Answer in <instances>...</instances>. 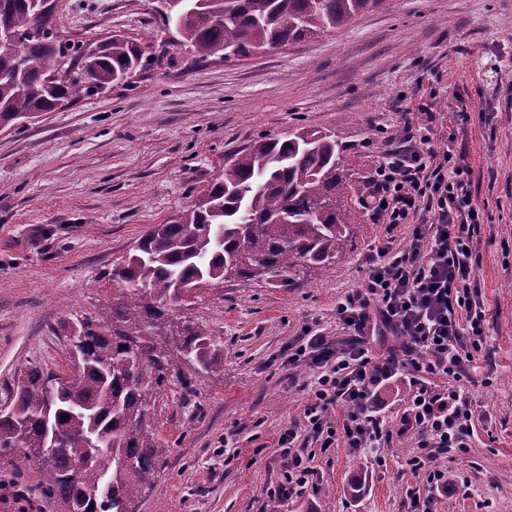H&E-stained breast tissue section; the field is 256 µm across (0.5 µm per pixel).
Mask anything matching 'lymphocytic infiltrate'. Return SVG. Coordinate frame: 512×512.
<instances>
[{"mask_svg": "<svg viewBox=\"0 0 512 512\" xmlns=\"http://www.w3.org/2000/svg\"><path fill=\"white\" fill-rule=\"evenodd\" d=\"M432 133L430 125L405 120L401 145L388 151L373 178L369 209L388 223H410L408 244L377 246L363 290L337 303L343 338L308 327L288 349L289 366L315 373L304 420L321 450L341 446L380 468L394 437L413 436L407 464L423 485L407 489V512H435L448 489L468 487L464 479L452 482L436 458L464 456L470 446L474 404L467 384L487 338L476 288L481 219L471 169L454 140L433 149ZM379 334L389 338L382 349ZM395 386L405 400L393 422L386 394ZM337 406L345 414L334 422L328 412ZM296 437L292 427L281 437L280 477L265 490L270 500L285 503L317 487V472Z\"/></svg>", "mask_w": 512, "mask_h": 512, "instance_id": "1", "label": "lymphocytic infiltrate"}]
</instances>
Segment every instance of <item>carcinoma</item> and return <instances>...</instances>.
I'll list each match as a JSON object with an SVG mask.
<instances>
[{
	"mask_svg": "<svg viewBox=\"0 0 512 512\" xmlns=\"http://www.w3.org/2000/svg\"><path fill=\"white\" fill-rule=\"evenodd\" d=\"M389 0H167L160 18L180 25L181 46L199 59L226 61L339 33ZM54 0H0V127L65 102L128 87L131 74L158 59L114 34L88 46L58 40ZM349 178L335 137L302 129L236 152L202 197L136 243L112 279L126 301L77 321L71 374L30 366L11 393L17 413L0 415V452L44 466L56 512H134L132 501L156 478L167 449L151 431L154 393L166 380L169 352L150 330L196 287L246 279L292 288L300 274L345 252ZM183 362L209 372L223 345L190 324L172 331Z\"/></svg>",
	"mask_w": 512,
	"mask_h": 512,
	"instance_id": "carcinoma-1",
	"label": "carcinoma"
}]
</instances>
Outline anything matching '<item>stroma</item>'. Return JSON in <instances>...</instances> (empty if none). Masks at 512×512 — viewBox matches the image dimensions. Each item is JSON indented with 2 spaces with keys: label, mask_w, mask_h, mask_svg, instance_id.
Wrapping results in <instances>:
<instances>
[{
  "label": "stroma",
  "mask_w": 512,
  "mask_h": 512,
  "mask_svg": "<svg viewBox=\"0 0 512 512\" xmlns=\"http://www.w3.org/2000/svg\"><path fill=\"white\" fill-rule=\"evenodd\" d=\"M62 40L119 31L158 46L151 0H57ZM431 104L433 119L418 112ZM468 114L465 127L455 112ZM431 122L434 140L462 137L480 208L478 283L487 313L491 382L474 388L479 419L463 460L468 495L437 512H512V0H390L345 31L232 61L212 57L155 70L135 88L84 97L0 128V404L21 370L69 373L65 325L123 296L112 267L151 225L192 204L235 151L300 128L335 135L355 187L345 253L295 288L229 280L202 287L177 314L224 345V364L200 373L176 361L152 424L168 453L134 512H404L413 443L394 439L389 466L369 471L345 448L314 455L317 488L278 504L279 439L301 420L313 372L287 363L305 326L336 337V303L363 285L375 247L408 241L364 208L405 118ZM42 467L0 456V512H54ZM360 482L358 496L348 487Z\"/></svg>",
  "instance_id": "stroma-1"
}]
</instances>
